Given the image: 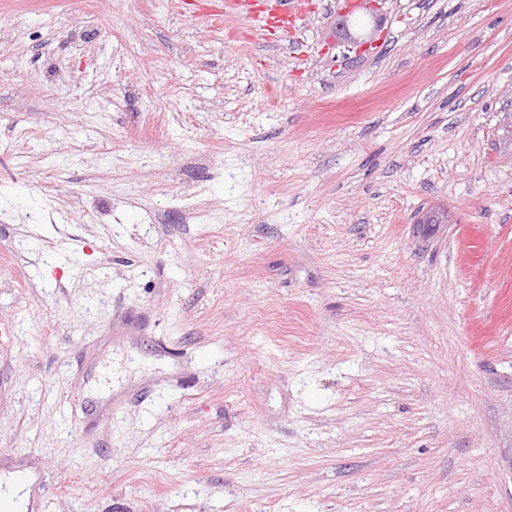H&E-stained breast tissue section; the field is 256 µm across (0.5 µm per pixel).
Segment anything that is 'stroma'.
<instances>
[{"label":"stroma","instance_id":"obj_1","mask_svg":"<svg viewBox=\"0 0 512 512\" xmlns=\"http://www.w3.org/2000/svg\"><path fill=\"white\" fill-rule=\"evenodd\" d=\"M0 0V477L24 512H512V0ZM444 224H426L430 212Z\"/></svg>","mask_w":512,"mask_h":512}]
</instances>
